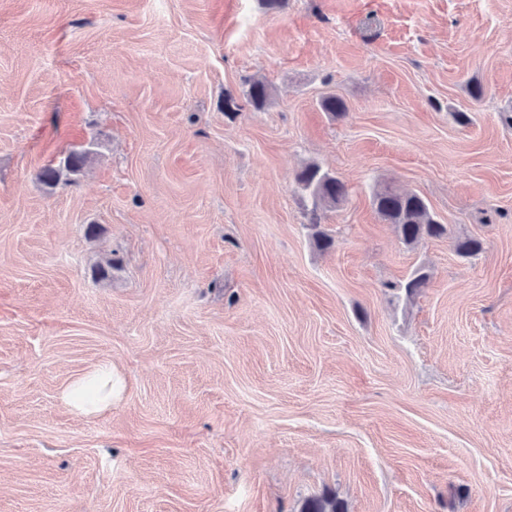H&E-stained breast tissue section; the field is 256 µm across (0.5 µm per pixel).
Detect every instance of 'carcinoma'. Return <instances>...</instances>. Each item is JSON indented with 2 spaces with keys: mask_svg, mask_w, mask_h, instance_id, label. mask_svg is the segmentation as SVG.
Instances as JSON below:
<instances>
[{
  "mask_svg": "<svg viewBox=\"0 0 512 512\" xmlns=\"http://www.w3.org/2000/svg\"><path fill=\"white\" fill-rule=\"evenodd\" d=\"M247 96L258 108L269 99L268 86L255 80L250 83ZM321 110L335 118L346 116L345 102L330 95L320 102ZM90 151L86 148L75 150L58 166L47 165L38 172V179L46 186L54 187L63 178L77 173L84 166ZM297 183L312 201L309 211V227L315 245L321 250L332 246V239L322 230L320 212L335 208L343 203L348 195L345 183L336 175L325 171L315 163L305 165L297 174ZM373 205L383 221L394 225L401 240L408 246L428 238H440L449 233L448 226L439 223L430 209L427 200L416 192L399 191L389 185L377 188L372 196ZM428 274L423 269L415 270L408 279L398 284L411 298L426 287ZM300 512H346L343 504L335 496L324 493L308 498L302 504Z\"/></svg>",
  "mask_w": 512,
  "mask_h": 512,
  "instance_id": "carcinoma-1",
  "label": "carcinoma"
}]
</instances>
